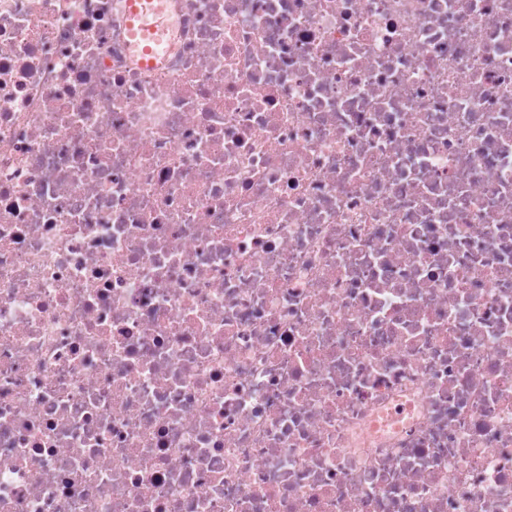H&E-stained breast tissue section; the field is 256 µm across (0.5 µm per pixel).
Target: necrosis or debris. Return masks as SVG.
Here are the masks:
<instances>
[{
	"instance_id": "4bbe7bcc",
	"label": "necrosis or debris",
	"mask_w": 512,
	"mask_h": 512,
	"mask_svg": "<svg viewBox=\"0 0 512 512\" xmlns=\"http://www.w3.org/2000/svg\"><path fill=\"white\" fill-rule=\"evenodd\" d=\"M0 0V512H512V0Z\"/></svg>"
}]
</instances>
